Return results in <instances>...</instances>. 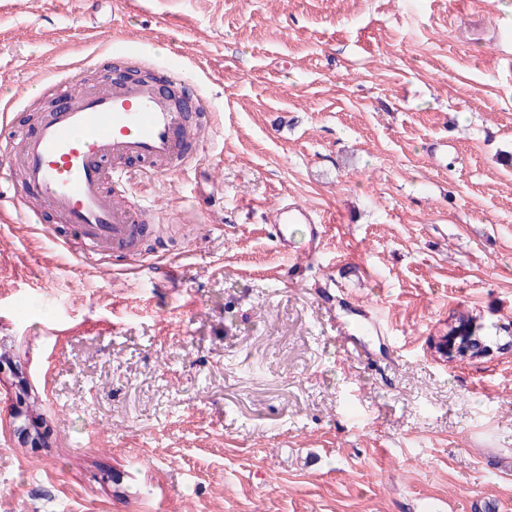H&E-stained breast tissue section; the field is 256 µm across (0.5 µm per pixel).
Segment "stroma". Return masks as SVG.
I'll use <instances>...</instances> for the list:
<instances>
[{"instance_id":"obj_1","label":"stroma","mask_w":512,"mask_h":512,"mask_svg":"<svg viewBox=\"0 0 512 512\" xmlns=\"http://www.w3.org/2000/svg\"><path fill=\"white\" fill-rule=\"evenodd\" d=\"M123 38L209 96L205 142L129 160L163 233L104 257L0 184V512H512V0H0V132ZM461 311L491 352L448 364ZM273 216L272 227L284 253L295 255L305 250V246H296L294 243L288 242V224H309L308 249L310 251L318 249V241L321 238V224H318L306 207L291 205L288 208V206H284L277 209Z\"/></svg>"}]
</instances>
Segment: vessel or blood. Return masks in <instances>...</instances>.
I'll return each instance as SVG.
<instances>
[{
    "label": "vessel or blood",
    "mask_w": 512,
    "mask_h": 512,
    "mask_svg": "<svg viewBox=\"0 0 512 512\" xmlns=\"http://www.w3.org/2000/svg\"><path fill=\"white\" fill-rule=\"evenodd\" d=\"M168 76L182 85L183 100L146 80L86 87L70 75L56 76L51 87L64 98V106L42 115L21 145L0 142V168L10 176L22 175L15 190L17 211L34 216L49 209L92 244H125L137 225L150 220L151 209L146 204L129 207L115 202L113 188L125 181L127 173L106 167V160L135 158L149 163L154 173L171 172L191 135L181 102L202 112L210 109L197 84L173 69ZM292 224L307 225L308 248L317 250L318 222L306 207L292 205L274 213L273 228L283 252L300 251L288 240Z\"/></svg>",
    "instance_id": "1"
}]
</instances>
